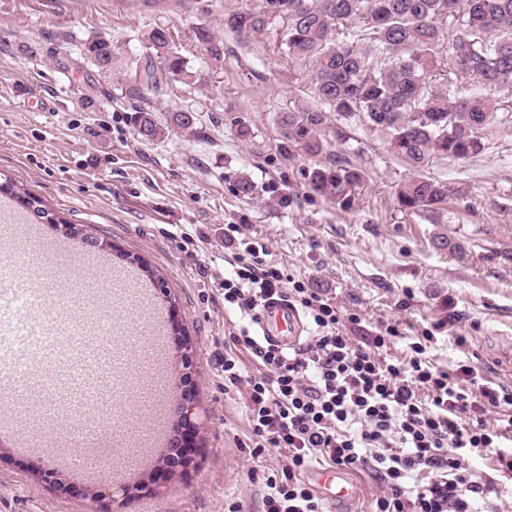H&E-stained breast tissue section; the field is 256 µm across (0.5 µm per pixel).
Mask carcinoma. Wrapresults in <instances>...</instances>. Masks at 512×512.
I'll return each mask as SVG.
<instances>
[{"label": "carcinoma", "mask_w": 512, "mask_h": 512, "mask_svg": "<svg viewBox=\"0 0 512 512\" xmlns=\"http://www.w3.org/2000/svg\"><path fill=\"white\" fill-rule=\"evenodd\" d=\"M287 23L288 53L314 67L319 101L329 108L301 107L278 114L284 143L316 156L325 150L328 112L345 120H365L386 136L389 148L415 169L431 157L464 160L483 149L481 134L497 120L499 101L490 94H460L452 81L435 83L448 69L487 88H512V0H263L224 17V26L240 35L261 30L271 21ZM150 53L139 80L122 86L131 98L145 99L164 80L193 78L188 62L163 27L148 34ZM83 54L102 73L112 74L119 47L102 34L83 43ZM193 112H170L158 120L144 103L135 110L133 128L146 142L169 132H196ZM363 172L345 162L308 171L311 192L339 198L358 186ZM0 195L25 211L57 224L42 202L10 179ZM402 209L440 223L448 203V185L418 176L398 188ZM441 250L457 255L463 245L445 233L434 236Z\"/></svg>", "instance_id": "1"}]
</instances>
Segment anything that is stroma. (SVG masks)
Here are the masks:
<instances>
[{"mask_svg":"<svg viewBox=\"0 0 512 512\" xmlns=\"http://www.w3.org/2000/svg\"><path fill=\"white\" fill-rule=\"evenodd\" d=\"M260 0H0V178L24 185L57 216L54 224L11 225L17 206L0 199V262L25 267L40 253L50 281L44 295L54 313L73 316L97 337L113 311L124 336L118 383L127 388L116 406L111 386L91 395L67 425L63 407L50 402V382L62 365L44 372L24 366L15 382L0 385V414L10 433L0 438V512H263L255 466L241 443L248 437L245 396L225 394L219 359L224 338L241 325L224 306L220 288L237 241L224 228L238 224L249 238L267 241L272 259L313 288L328 292L357 341L381 323L421 332L435 327L428 353L437 367L460 357L456 337L468 339L485 374L512 387V90H495L501 109L484 130L483 150L462 161L431 158L425 176L446 182L448 210L441 223L404 211L401 183L415 171L385 137L357 119L340 121L343 138L312 157L284 146L278 113L319 107L311 62L289 56L286 24L276 21L246 35L229 31L227 13ZM207 26L214 45L196 37ZM168 28L193 74L169 80L148 95L158 118L189 110L196 134L169 133L161 142L136 138L133 103L120 80L139 74L146 36ZM110 37L121 52L120 76L98 71L81 45ZM249 130L240 137L239 126ZM345 159L364 179L345 201L313 194L309 169ZM247 174L256 194L234 192ZM106 241L104 260L67 224ZM446 233L464 254L438 249ZM139 255L155 276L152 302L174 310L191 339L194 408L201 426L194 463L149 495L112 501L105 484L135 487L161 463V437L176 424L169 401L181 372L173 334L155 358L137 335L139 309L116 290L124 254ZM129 431L106 457L78 466L74 449L88 436ZM59 470L63 494L42 481Z\"/></svg>","mask_w":512,"mask_h":512,"instance_id":"1","label":"stroma"}]
</instances>
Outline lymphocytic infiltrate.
<instances>
[{
	"label": "lymphocytic infiltrate",
	"mask_w": 512,
	"mask_h": 512,
	"mask_svg": "<svg viewBox=\"0 0 512 512\" xmlns=\"http://www.w3.org/2000/svg\"><path fill=\"white\" fill-rule=\"evenodd\" d=\"M222 288L226 308L246 325L224 339V389H246L254 458L285 452L287 462L261 479L264 512H325L304 474L312 463L366 472L382 486L372 512H483L497 487L473 466L495 456L512 474V388L471 360L446 369L427 356L434 336L384 324L357 343L335 301L308 288L244 239ZM302 310L310 339L283 348L256 327L274 301ZM408 356H391L397 344ZM257 364L248 372L246 360ZM495 424H488V414Z\"/></svg>",
	"instance_id": "f902f5d3"
}]
</instances>
